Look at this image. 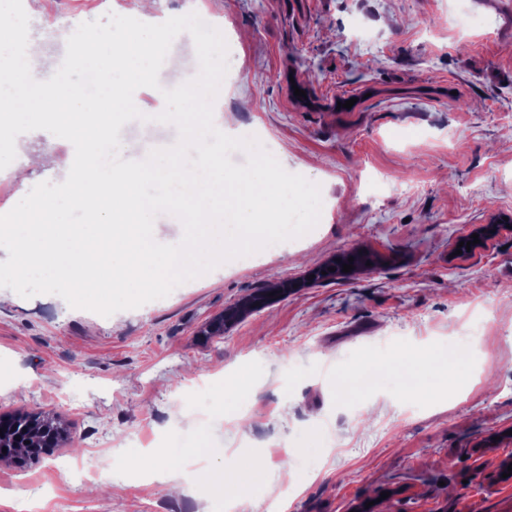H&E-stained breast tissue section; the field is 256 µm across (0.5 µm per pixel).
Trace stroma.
Instances as JSON below:
<instances>
[{
	"instance_id": "stroma-1",
	"label": "stroma",
	"mask_w": 512,
	"mask_h": 512,
	"mask_svg": "<svg viewBox=\"0 0 512 512\" xmlns=\"http://www.w3.org/2000/svg\"><path fill=\"white\" fill-rule=\"evenodd\" d=\"M26 3L33 37L139 15V0ZM462 9L488 27H457ZM196 11L237 68L220 86L225 134L287 149L285 170L320 187V221L288 252L230 261L112 319L10 293L0 413L58 415L72 439L25 469L0 463V512H25L41 486V512H224L218 488L169 496L157 479L110 472L114 451L202 438L208 463L250 458L273 480L237 512H267L270 488L285 486L279 512H512V231L453 254L472 226L512 219V0H156L152 15ZM22 139L48 162L23 181L0 176V214L53 181L49 159L66 150L43 130ZM357 250L373 265L202 335L250 294ZM471 313L490 321L477 348L455 339ZM433 343L447 344L448 369L420 384L450 397L422 404L392 369L337 396L334 373L373 348L388 362ZM228 406L247 431L224 421Z\"/></svg>"
}]
</instances>
